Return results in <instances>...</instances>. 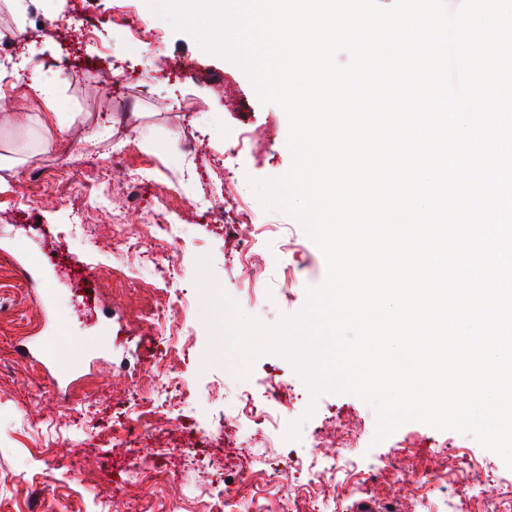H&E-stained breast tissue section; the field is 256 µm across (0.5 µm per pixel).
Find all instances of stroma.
<instances>
[{"instance_id":"1","label":"stroma","mask_w":512,"mask_h":512,"mask_svg":"<svg viewBox=\"0 0 512 512\" xmlns=\"http://www.w3.org/2000/svg\"><path fill=\"white\" fill-rule=\"evenodd\" d=\"M74 13L93 21L94 33L65 26ZM117 15L151 33V42L110 26ZM0 56L32 58L53 96L45 103L28 80L0 76V512H202L210 485L224 483L240 512H288L290 491L308 482L311 463L351 506L348 462L377 476L372 496L387 512H411L420 496L426 512H448L461 452L495 471L480 487L483 500L495 497L499 480L512 481L498 455L454 431L411 422L375 442L370 406L350 394L312 397L282 355H260L244 377L203 366L208 332L194 284L197 257L210 256L219 287L267 326L301 312L307 289L326 275L300 222L265 209L252 190V181L289 169L288 123L280 107L259 102L238 64L173 31L145 0H0ZM50 107L55 117H47ZM228 145L237 148L229 157ZM117 218L141 250L169 252L175 281L135 256L131 276L112 274ZM152 220L174 225L173 237H143ZM231 223L242 224L244 240L225 238ZM77 224L83 232H74ZM243 247L252 255L248 269L237 260ZM46 288L54 291L48 300ZM177 298L187 306L183 344L161 326L136 329L140 310ZM60 325L67 335L59 354L79 352L86 336L110 339L86 357L65 400L39 363L16 354L18 344ZM158 366L171 376L169 414L141 435L139 447L153 454L139 464L146 479L131 486L123 481L137 465L128 443L100 448L94 433L120 431ZM185 384L196 393L188 411L177 406ZM241 390L281 429L300 425L266 475L252 479L242 476L241 428L208 432L216 414L236 413ZM338 423L358 429L352 448L313 440L315 430ZM440 443L446 453H437ZM296 459L304 470L293 467ZM423 472L447 480L422 489L410 476Z\"/></svg>"}]
</instances>
